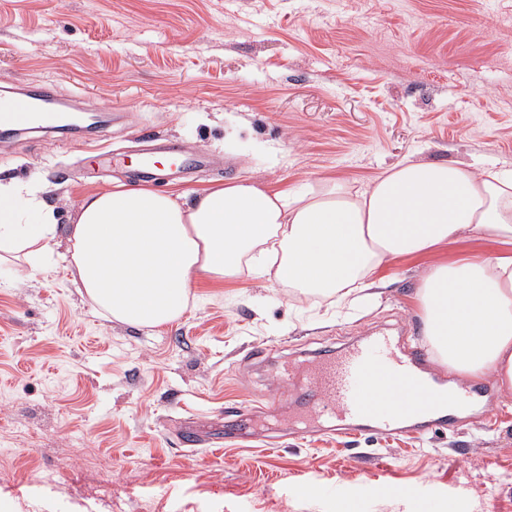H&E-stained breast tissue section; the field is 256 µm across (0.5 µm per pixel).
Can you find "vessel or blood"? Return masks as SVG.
I'll return each instance as SVG.
<instances>
[{
	"label": "vessel or blood",
	"instance_id": "b4317fda",
	"mask_svg": "<svg viewBox=\"0 0 512 512\" xmlns=\"http://www.w3.org/2000/svg\"><path fill=\"white\" fill-rule=\"evenodd\" d=\"M63 120V113L40 99L0 95L2 130L55 129ZM428 359L423 349L399 357L391 337H369L348 353L315 365L314 377L306 385L309 399L304 409L326 420L370 421L385 432L400 430L406 417L428 414L442 400L438 383L424 375ZM382 393L390 406H379Z\"/></svg>",
	"mask_w": 512,
	"mask_h": 512
}]
</instances>
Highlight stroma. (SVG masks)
Wrapping results in <instances>:
<instances>
[{
	"label": "stroma",
	"mask_w": 512,
	"mask_h": 512,
	"mask_svg": "<svg viewBox=\"0 0 512 512\" xmlns=\"http://www.w3.org/2000/svg\"><path fill=\"white\" fill-rule=\"evenodd\" d=\"M49 88L91 134L0 142V181L35 180L58 215L120 184L164 193L233 178L275 188L364 184L404 157L512 167V0H0V91ZM212 158L191 176L97 170L102 149L150 136ZM418 262L383 270L356 317L241 275L199 279L188 309L152 330L109 320L70 270L0 268V512H512V392L426 433L277 425L189 452L181 425L224 431L304 378L317 354L375 332L419 346ZM316 488L314 495L304 485Z\"/></svg>",
	"instance_id": "stroma-1"
}]
</instances>
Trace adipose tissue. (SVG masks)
Returning a JSON list of instances; mask_svg holds the SVG:
<instances>
[{"mask_svg": "<svg viewBox=\"0 0 512 512\" xmlns=\"http://www.w3.org/2000/svg\"><path fill=\"white\" fill-rule=\"evenodd\" d=\"M54 207L36 184L0 182V262H54ZM496 250L445 260L449 245ZM75 283L112 320L137 329L186 311L196 279L249 272L300 294L378 300L377 271L421 259L422 344L436 361L512 391V170L404 160L366 188L339 179L273 190L232 179L164 194L118 185L82 199L70 228Z\"/></svg>", "mask_w": 512, "mask_h": 512, "instance_id": "ef3b65f1", "label": "adipose tissue"}]
</instances>
